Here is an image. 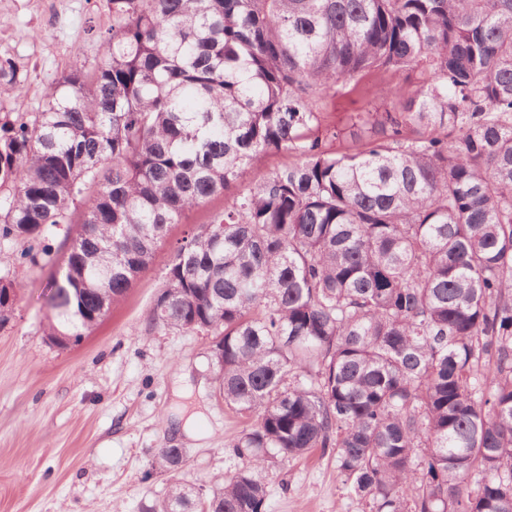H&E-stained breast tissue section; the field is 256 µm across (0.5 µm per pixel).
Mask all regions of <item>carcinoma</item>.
I'll list each match as a JSON object with an SVG mask.
<instances>
[{"label":"carcinoma","instance_id":"1","mask_svg":"<svg viewBox=\"0 0 512 512\" xmlns=\"http://www.w3.org/2000/svg\"><path fill=\"white\" fill-rule=\"evenodd\" d=\"M107 4L89 68L38 112L0 105V255L58 265L44 334L65 349L169 225L229 195L149 321L213 337L243 466L202 496L161 448L171 481L141 512H266L269 470L318 449L370 512H512V0ZM370 71L421 81L324 123ZM23 89L0 55V95ZM279 152L296 161L232 192ZM16 278L0 265V327Z\"/></svg>","mask_w":512,"mask_h":512}]
</instances>
